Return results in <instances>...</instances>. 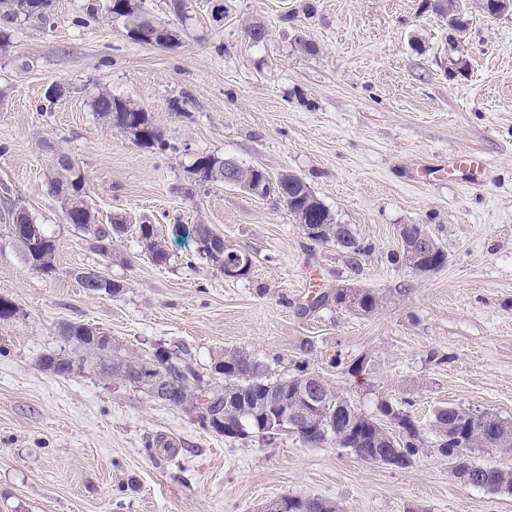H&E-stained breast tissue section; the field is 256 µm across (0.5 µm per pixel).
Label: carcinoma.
<instances>
[{"label":"carcinoma","instance_id":"1","mask_svg":"<svg viewBox=\"0 0 512 512\" xmlns=\"http://www.w3.org/2000/svg\"><path fill=\"white\" fill-rule=\"evenodd\" d=\"M0 4L3 5L1 51L9 47L14 25L31 18L44 20L51 8V0H0ZM143 11L140 0H109L108 12L123 18L129 31L134 30ZM90 101L93 112L109 127L119 130L136 122L144 129L139 144L167 147L160 132L148 123L146 112L135 104L102 90L95 92ZM57 165L50 188L61 204L66 222L90 236L97 254L112 257L115 239L124 225L95 223L83 199L84 176L66 156ZM187 172L203 182H222L224 159L215 155L197 157ZM279 193L288 200V209L296 222H305L310 230L319 229L315 235L310 231L305 233L307 239L333 242L353 261L366 252L351 225L332 223L333 215L304 179L282 181ZM6 220L11 222V234L21 245L29 269L51 274L56 249L52 234L22 210H8ZM138 234L153 263L165 264L168 254L154 226L141 224ZM211 234L207 225H195L197 251L221 268L228 261L240 263L241 276H246L252 266L250 255L224 245L219 236L211 245L204 242ZM447 261L446 253L438 245L420 258V265L439 270ZM77 280L82 288L98 295H111L122 289V285L107 279L90 284L81 272ZM315 300L320 305L332 300L338 306L362 313L374 311L379 304L376 293L357 288H338L333 297L322 292ZM61 336L69 344L70 353L42 356L41 370L65 376L89 366L103 376L149 392L164 405L195 413L202 427L227 439L258 437L271 443L275 438L266 437V431L281 426L295 433L306 445L332 441L363 461L369 458L384 465L390 460L397 468L410 467L420 452L435 448L457 463L454 476L464 483L477 484L493 494L512 492V469L494 465H484L480 470L469 467L471 453L476 449L512 452V421L495 413L477 416L460 407L442 406L422 424L398 404L383 399L377 404L376 414L371 416L352 406L325 379L315 380V374L306 369L300 367L294 375L273 377L263 362L243 350H229L217 358L214 372L224 377V386L208 388L193 363L164 349L157 348L148 355L129 350L114 343L112 337L77 322L63 325ZM392 421L400 428L397 439L386 433ZM284 500L286 512H338L335 503L323 498L286 495Z\"/></svg>","mask_w":512,"mask_h":512}]
</instances>
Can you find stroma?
I'll return each instance as SVG.
<instances>
[{"mask_svg": "<svg viewBox=\"0 0 512 512\" xmlns=\"http://www.w3.org/2000/svg\"><path fill=\"white\" fill-rule=\"evenodd\" d=\"M185 2L180 17L144 0L178 31L169 48L131 39L108 0H53L47 22L16 26L0 51V215L25 209L57 246L54 272H32L0 219V295L17 305L0 320V512H260L284 495L341 512H512V495L464 485L434 448L398 469L292 433L229 440L95 371L39 369L68 353L61 328L80 322L177 353L213 387L216 356L242 349L278 376L307 367L370 415L388 398L421 420L446 405L512 419V13L472 11L454 48L425 0ZM256 23L268 31L258 44ZM100 89L143 108L166 149L102 124L89 98ZM62 154L96 223L125 226L111 260L50 191ZM206 154L301 176L365 254L353 264L308 240L275 199L193 181ZM142 224L165 265L145 254ZM177 224L208 225L251 255L250 273L226 278ZM403 224L427 225L443 269L392 263ZM91 269L121 291L88 293L76 275ZM311 274L381 302L312 307ZM162 437L175 458L159 454ZM138 234L153 263L159 266L165 264L168 260V254L158 240L154 226L150 224L139 225Z\"/></svg>", "mask_w": 512, "mask_h": 512, "instance_id": "1", "label": "stroma"}]
</instances>
